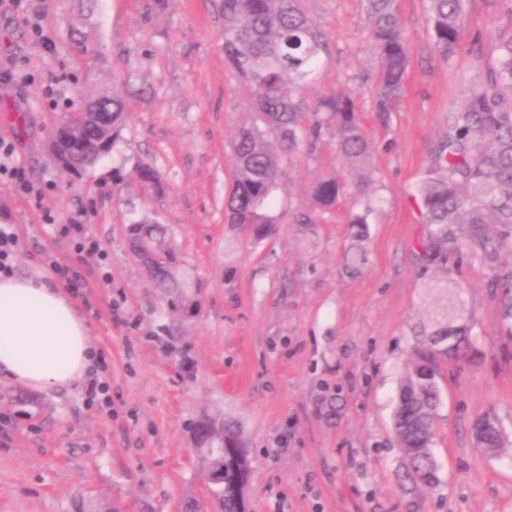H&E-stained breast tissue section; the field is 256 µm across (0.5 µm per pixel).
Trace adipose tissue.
I'll return each mask as SVG.
<instances>
[{"mask_svg":"<svg viewBox=\"0 0 512 512\" xmlns=\"http://www.w3.org/2000/svg\"><path fill=\"white\" fill-rule=\"evenodd\" d=\"M95 359L85 319L44 275L0 277V376L37 391L81 384Z\"/></svg>","mask_w":512,"mask_h":512,"instance_id":"adipose-tissue-1","label":"adipose tissue"}]
</instances>
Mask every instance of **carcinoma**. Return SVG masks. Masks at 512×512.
<instances>
[{"instance_id":"obj_1","label":"carcinoma","mask_w":512,"mask_h":512,"mask_svg":"<svg viewBox=\"0 0 512 512\" xmlns=\"http://www.w3.org/2000/svg\"><path fill=\"white\" fill-rule=\"evenodd\" d=\"M307 0H222L224 63L243 79L252 109L231 141L232 186L224 199L228 223L249 229L260 243L276 232L271 211L281 189L282 160L302 151L315 152L335 143L348 173L360 184L370 181L372 144L357 114L354 99L338 93L309 108L305 91L314 83L329 54L324 27L306 9ZM469 0H429L427 25L434 52L451 61L464 47V18ZM367 40L378 63L375 112L381 119L395 110L404 91L410 63L408 39L395 0H361ZM476 56L495 57V66L463 80V97L445 117L446 132L430 165L416 183L427 238L422 246L441 265L464 256L487 270L489 288L498 300L501 320L512 323V26L500 28L488 42L476 38L467 47ZM82 105L112 113V145L124 126L125 99L106 86L93 85ZM143 193L161 197L165 186L158 169L141 162L133 172ZM346 192L334 175L315 179L308 200L288 210L298 242L315 245L317 225ZM349 219L355 231L345 252V267L361 271L368 263L366 224L373 211L368 196ZM168 228L157 221L135 219L129 225L132 254L148 269L165 300L176 306L173 289L178 256L167 242ZM460 299L448 301L446 313L424 325L415 359L401 379L393 430L403 450L405 478L412 487L433 486L434 424L440 401L437 378L444 364L465 358L470 328L457 314ZM486 412L472 425L474 442L501 448L505 438ZM239 432L224 424V454L240 452L236 466L250 470Z\"/></svg>"}]
</instances>
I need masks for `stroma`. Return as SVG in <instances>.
<instances>
[{
  "mask_svg": "<svg viewBox=\"0 0 512 512\" xmlns=\"http://www.w3.org/2000/svg\"><path fill=\"white\" fill-rule=\"evenodd\" d=\"M409 39L405 93L388 123L375 112L377 63L360 0H309L330 58L308 104L352 92L374 149L367 191L369 261L346 270L356 183L298 245L288 209L312 179L345 175L334 146L284 161L288 193L276 234L254 245L226 224L230 140L250 106L224 64L218 0H0V140L19 178L0 175V224L14 225L17 276L45 274L89 323L93 378L35 391L0 379V512H182L203 500V466L189 424L236 422L251 466L250 512H512V441L496 455L470 427L494 413L512 434V333L488 276L467 260L440 265L412 187L445 135L460 80L491 57L432 51L428 0H397ZM507 0H471L466 39L506 19ZM114 85L130 112L117 147L81 175L52 162L47 141L90 83ZM143 160L167 193L144 199L132 173ZM169 225L181 258L183 303L171 311L129 251L130 219ZM79 224L99 253L78 252L62 228ZM460 296L475 358L442 370L434 456L439 481L407 493L393 432L396 392L438 299ZM179 326L176 337L161 325Z\"/></svg>",
  "mask_w": 512,
  "mask_h": 512,
  "instance_id": "stroma-1",
  "label": "stroma"
}]
</instances>
